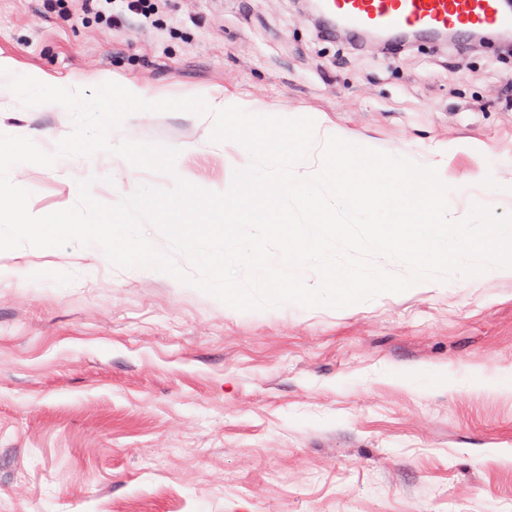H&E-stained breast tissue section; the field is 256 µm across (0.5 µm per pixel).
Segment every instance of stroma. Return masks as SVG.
Here are the masks:
<instances>
[{"label": "stroma", "instance_id": "obj_1", "mask_svg": "<svg viewBox=\"0 0 512 512\" xmlns=\"http://www.w3.org/2000/svg\"><path fill=\"white\" fill-rule=\"evenodd\" d=\"M0 0V58L61 87L236 99L436 167L449 216L512 214V59L424 41L397 58L317 36L294 0H178L112 26ZM213 120L140 112L112 141L179 148L175 176L108 153L19 164L42 216L175 178L223 191L249 155ZM56 104L0 78V134L54 150ZM447 375L432 386L425 377ZM512 267L343 309L239 311L96 246L0 252V512H512Z\"/></svg>", "mask_w": 512, "mask_h": 512}]
</instances>
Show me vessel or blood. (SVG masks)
I'll list each match as a JSON object with an SVG mask.
<instances>
[{
	"label": "vessel or blood",
	"mask_w": 512,
	"mask_h": 512,
	"mask_svg": "<svg viewBox=\"0 0 512 512\" xmlns=\"http://www.w3.org/2000/svg\"><path fill=\"white\" fill-rule=\"evenodd\" d=\"M327 10L354 29H403L463 34L512 26L500 0H327Z\"/></svg>",
	"instance_id": "obj_1"
}]
</instances>
